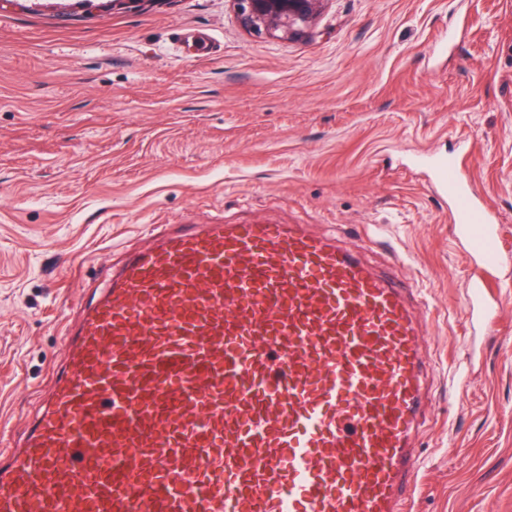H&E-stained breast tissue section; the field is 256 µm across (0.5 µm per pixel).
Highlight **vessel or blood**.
Returning a JSON list of instances; mask_svg holds the SVG:
<instances>
[{
  "label": "vessel or blood",
  "instance_id": "vessel-or-blood-1",
  "mask_svg": "<svg viewBox=\"0 0 512 512\" xmlns=\"http://www.w3.org/2000/svg\"><path fill=\"white\" fill-rule=\"evenodd\" d=\"M432 186L494 322L499 230L455 157ZM410 289L301 224H181L85 307L0 512H401L425 399Z\"/></svg>",
  "mask_w": 512,
  "mask_h": 512
}]
</instances>
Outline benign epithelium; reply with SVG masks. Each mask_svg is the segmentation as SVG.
Returning a JSON list of instances; mask_svg holds the SVG:
<instances>
[{
  "label": "benign epithelium",
  "instance_id": "benign-epithelium-1",
  "mask_svg": "<svg viewBox=\"0 0 512 512\" xmlns=\"http://www.w3.org/2000/svg\"><path fill=\"white\" fill-rule=\"evenodd\" d=\"M326 0H231L240 26L250 34L300 38Z\"/></svg>",
  "mask_w": 512,
  "mask_h": 512
}]
</instances>
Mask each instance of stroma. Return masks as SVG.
<instances>
[{"label":"stroma","mask_w":512,"mask_h":512,"mask_svg":"<svg viewBox=\"0 0 512 512\" xmlns=\"http://www.w3.org/2000/svg\"><path fill=\"white\" fill-rule=\"evenodd\" d=\"M495 214V325L418 164ZM304 224L413 288L427 408L406 512H512V0H326L257 37L230 0H0V449L66 329L177 224Z\"/></svg>","instance_id":"35a3bbf8"}]
</instances>
